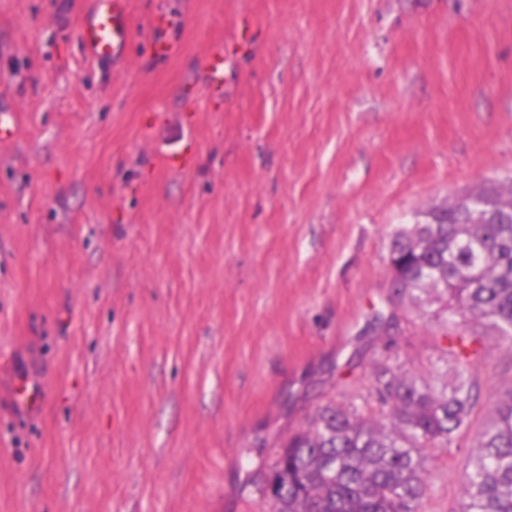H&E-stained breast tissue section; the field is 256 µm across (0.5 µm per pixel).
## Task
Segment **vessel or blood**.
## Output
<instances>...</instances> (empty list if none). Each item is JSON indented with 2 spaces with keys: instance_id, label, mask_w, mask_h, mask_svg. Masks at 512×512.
Wrapping results in <instances>:
<instances>
[{
  "instance_id": "obj_1",
  "label": "vessel or blood",
  "mask_w": 512,
  "mask_h": 512,
  "mask_svg": "<svg viewBox=\"0 0 512 512\" xmlns=\"http://www.w3.org/2000/svg\"><path fill=\"white\" fill-rule=\"evenodd\" d=\"M130 39L128 0H89L79 26L80 47L99 65L114 64L123 54ZM224 48L208 50L206 63L212 90L224 85Z\"/></svg>"
}]
</instances>
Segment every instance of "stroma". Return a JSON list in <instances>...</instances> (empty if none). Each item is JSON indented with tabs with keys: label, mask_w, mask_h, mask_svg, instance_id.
<instances>
[{
	"label": "stroma",
	"mask_w": 512,
	"mask_h": 512,
	"mask_svg": "<svg viewBox=\"0 0 512 512\" xmlns=\"http://www.w3.org/2000/svg\"><path fill=\"white\" fill-rule=\"evenodd\" d=\"M87 6L0 0V512H269L251 481L318 407L375 399L383 364L454 379L440 305L394 295L389 249L512 186V0H129L110 69L77 42ZM471 374L422 512H457L512 346ZM224 62V45L214 46L206 53L209 84L214 91H220L224 85Z\"/></svg>",
	"instance_id": "35a3bbf8"
}]
</instances>
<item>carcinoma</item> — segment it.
<instances>
[{"instance_id": "obj_1", "label": "carcinoma", "mask_w": 512, "mask_h": 512, "mask_svg": "<svg viewBox=\"0 0 512 512\" xmlns=\"http://www.w3.org/2000/svg\"><path fill=\"white\" fill-rule=\"evenodd\" d=\"M473 197L482 203V224L470 223L467 207L450 204L417 214L411 230L394 234L393 286L438 294L446 323L468 314L512 347V190L505 195L492 185L463 200ZM457 340L451 385L382 365L376 405L328 403L288 437L257 485L271 512H421L425 449L446 448L468 432L478 403L466 372L482 344L475 336ZM463 482L459 512H512V389L496 404Z\"/></svg>"}]
</instances>
